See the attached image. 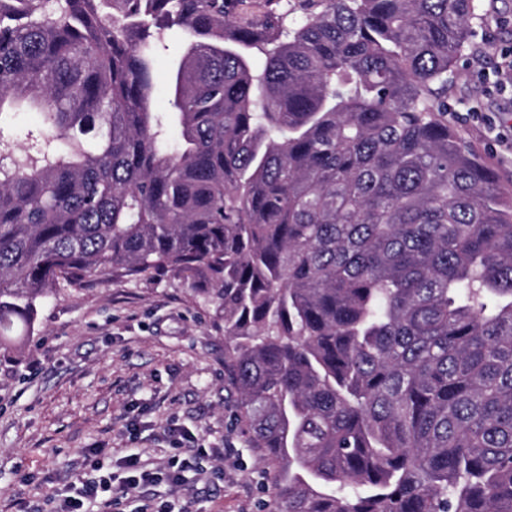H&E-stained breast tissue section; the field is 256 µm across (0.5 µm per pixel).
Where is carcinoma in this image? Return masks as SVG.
Listing matches in <instances>:
<instances>
[{"label":"carcinoma","instance_id":"1","mask_svg":"<svg viewBox=\"0 0 512 512\" xmlns=\"http://www.w3.org/2000/svg\"><path fill=\"white\" fill-rule=\"evenodd\" d=\"M483 17L0 0V351L61 278L189 272L275 512H512V196L448 124ZM169 49L162 50L154 70L155 109L157 112H167V89L170 83L171 61L181 52L180 42L174 38L168 43ZM37 117L31 112H16L2 123L3 136L15 144L25 142L28 131L35 129Z\"/></svg>","mask_w":512,"mask_h":512}]
</instances>
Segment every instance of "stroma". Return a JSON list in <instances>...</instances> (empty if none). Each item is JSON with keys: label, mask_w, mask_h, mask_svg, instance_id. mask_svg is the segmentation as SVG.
<instances>
[{"label": "stroma", "mask_w": 512, "mask_h": 512, "mask_svg": "<svg viewBox=\"0 0 512 512\" xmlns=\"http://www.w3.org/2000/svg\"><path fill=\"white\" fill-rule=\"evenodd\" d=\"M448 86V120L512 193V0H485ZM224 333L181 278L63 285L21 350L0 352V512H54L90 448L167 463L175 436L217 449L177 489L129 490L120 512H273L270 481L233 422Z\"/></svg>", "instance_id": "stroma-1"}]
</instances>
